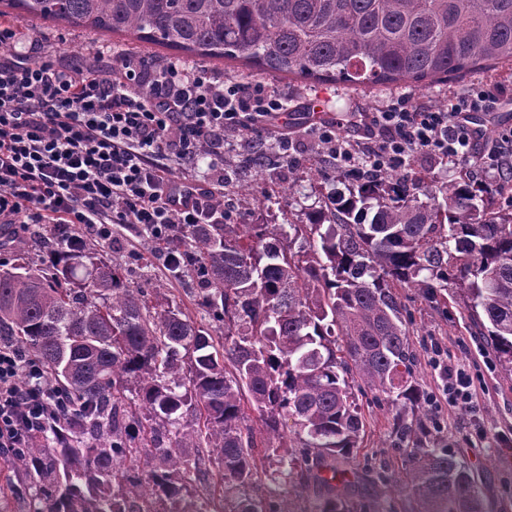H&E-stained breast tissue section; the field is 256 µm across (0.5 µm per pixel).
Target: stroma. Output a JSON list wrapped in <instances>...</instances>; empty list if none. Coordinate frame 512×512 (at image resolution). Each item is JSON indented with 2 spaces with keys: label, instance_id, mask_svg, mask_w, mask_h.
Returning a JSON list of instances; mask_svg holds the SVG:
<instances>
[{
  "label": "stroma",
  "instance_id": "1",
  "mask_svg": "<svg viewBox=\"0 0 512 512\" xmlns=\"http://www.w3.org/2000/svg\"><path fill=\"white\" fill-rule=\"evenodd\" d=\"M34 38L51 45L54 61L64 65L93 66L106 72L119 65L122 54L147 56L159 62L173 60V50L130 40L127 36L94 33L81 27L49 21H24ZM265 84L288 104L278 125L300 131L306 122L307 106L323 105V118L344 121V136L356 138L347 119L355 112H376L405 98L418 108H436L449 97L466 93L471 85L500 88L494 114L484 120L486 137H494L500 126L512 125V65L477 70L431 85L402 82L393 85L349 86L342 83H311L295 76L264 79ZM275 149L266 129L244 131L224 146V210L236 224H303L310 211L324 207L332 192L334 168L309 143H302L294 163L272 159L258 171L246 159L249 144ZM293 187L286 201H279L282 188ZM139 239L123 231L119 240L101 247L104 258L120 266L127 281L146 289L151 296H171L184 312L196 315L198 284L177 279L150 249H139ZM412 317L410 341L420 362L418 384L427 394L437 393L441 380L431 364L432 348L441 345L449 365L464 366L474 377L481 410L470 416L445 406L437 417L448 437V449L469 471L478 485L487 512H512V376L501 372L494 351L485 337L470 327L461 305L452 300L435 304L415 288L399 291ZM363 430L356 456L347 468L348 485L362 512L381 507L383 512H418L413 499L400 488L407 455L392 432V415L387 404H379L373 393H356ZM35 493L32 481L16 458H0V512H30Z\"/></svg>",
  "mask_w": 512,
  "mask_h": 512
}]
</instances>
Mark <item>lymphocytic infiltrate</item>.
Listing matches in <instances>:
<instances>
[{
    "label": "lymphocytic infiltrate",
    "instance_id": "f902f5d3",
    "mask_svg": "<svg viewBox=\"0 0 512 512\" xmlns=\"http://www.w3.org/2000/svg\"><path fill=\"white\" fill-rule=\"evenodd\" d=\"M21 25L0 24V225L12 242L35 224L53 225L68 241L112 242L118 228L137 226L154 249L169 254L183 224L224 221V143L275 120L286 103L263 83L211 78L175 62L127 58L102 74L63 66ZM490 87L417 109L401 99L359 113L363 145L343 137L340 123L307 124L313 148L336 167L370 181L414 159L468 162L497 192L512 193V127L486 138L473 116L496 110ZM208 158L207 171L196 170ZM182 176L170 177L172 167ZM449 406L476 410L473 378L434 357ZM61 414L58 389L42 365L0 340V452L20 453Z\"/></svg>",
    "mask_w": 512,
    "mask_h": 512
}]
</instances>
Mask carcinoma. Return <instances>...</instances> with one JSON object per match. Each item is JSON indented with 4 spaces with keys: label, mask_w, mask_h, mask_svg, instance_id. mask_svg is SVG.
<instances>
[{
    "label": "carcinoma",
    "mask_w": 512,
    "mask_h": 512,
    "mask_svg": "<svg viewBox=\"0 0 512 512\" xmlns=\"http://www.w3.org/2000/svg\"><path fill=\"white\" fill-rule=\"evenodd\" d=\"M14 18L65 21L186 54L242 60L258 75L431 83L512 62V0H5ZM305 224H182L175 274L202 285L200 321L150 303L120 268L75 242L38 268L19 246L0 263V336L54 377L69 403L19 462L32 512H200L229 489L232 512H290L253 497L263 459L304 492L330 468L314 512H357L336 464L357 450L356 382L412 443L401 489L420 512H485L417 384L398 293L437 300L448 272L463 308L512 373V199L470 180L344 175ZM306 248L291 251V237ZM278 445L258 448L247 410ZM192 417L191 426L181 424ZM299 426L293 437L281 419Z\"/></svg>",
    "instance_id": "obj_1"
}]
</instances>
